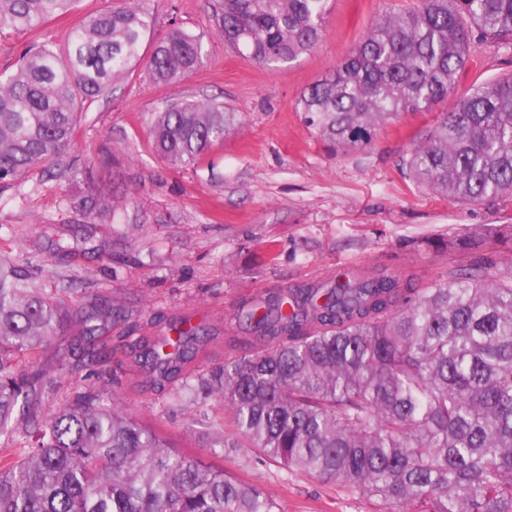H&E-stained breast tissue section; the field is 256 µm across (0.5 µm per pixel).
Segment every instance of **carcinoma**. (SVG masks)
<instances>
[{"label":"carcinoma","mask_w":512,"mask_h":512,"mask_svg":"<svg viewBox=\"0 0 512 512\" xmlns=\"http://www.w3.org/2000/svg\"><path fill=\"white\" fill-rule=\"evenodd\" d=\"M77 0H0V32H28ZM330 0H220L214 27L244 58L278 68L315 50ZM155 24L147 0H124L43 41L0 75V188L52 176L69 149L80 107L142 64L157 84L204 63L203 36L173 27L148 57ZM512 49V0H417L380 17L352 52L305 88L297 110L331 146L368 144L403 112L450 96L476 43ZM239 113L214 99L171 102L150 122L154 154L198 162L224 142ZM412 178L457 202L512 194V75L454 103L407 161ZM87 223L115 206L87 198ZM474 237L512 250V224ZM261 350L227 360L198 384L231 415L232 434L207 454L176 448L123 404L88 388L45 414L43 368L19 359L65 331L71 371L112 351L95 345L124 306L76 308L36 288L32 273L0 261V437L17 408L27 445L0 461V512H280L264 487L224 472L216 459L253 448L287 472L375 498L380 512H512V274L481 264L448 271L427 288L395 273L342 274L297 285L242 313ZM144 345L158 381L177 377L200 329Z\"/></svg>","instance_id":"1"}]
</instances>
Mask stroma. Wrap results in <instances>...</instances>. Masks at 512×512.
Listing matches in <instances>:
<instances>
[{"mask_svg":"<svg viewBox=\"0 0 512 512\" xmlns=\"http://www.w3.org/2000/svg\"><path fill=\"white\" fill-rule=\"evenodd\" d=\"M120 3L80 0L75 12L40 30L0 33V72L13 70L33 42L61 40L82 17ZM413 3L331 0L317 48L273 72L225 48L212 27L215 0H149L156 23L144 51L178 25L204 33L203 66L168 86L137 69L83 109L64 160L93 162V181L33 178L0 192V251L30 270L38 288L74 306L100 297L133 309L129 320L100 329V343L113 352V377H98L90 368L74 375L53 352L39 353L46 370L44 410L100 387L174 445L197 452L223 434L227 419L218 399H191L187 387L225 360L258 350L239 320L247 303L367 268L413 274L423 287L472 263L494 274L512 271L507 250L450 245L467 229L512 224L511 196L454 202L410 176L413 147L450 101L403 113L369 145L346 151L332 149L296 109L301 91L347 55L377 18ZM473 53L456 95L512 72V53L493 41L476 44ZM205 96L240 112L242 123L211 159L170 167L151 149L152 114L165 102ZM86 196L123 202L113 222L94 224L89 239L81 234L85 216L78 207ZM56 238L72 256L54 257ZM177 326H196L204 334L182 374L161 383L138 354ZM224 467L264 486L282 512L379 508L375 500L261 461L250 448L226 458Z\"/></svg>","mask_w":512,"mask_h":512,"instance_id":"35a3bbf8","label":"stroma"}]
</instances>
